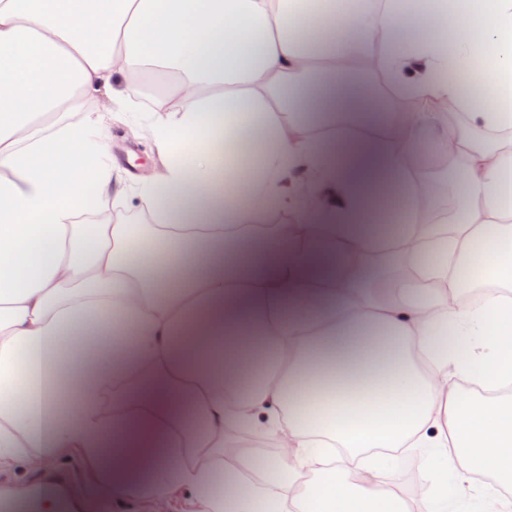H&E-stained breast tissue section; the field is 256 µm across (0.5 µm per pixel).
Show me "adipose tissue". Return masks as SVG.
Returning <instances> with one entry per match:
<instances>
[{
  "instance_id": "adipose-tissue-1",
  "label": "adipose tissue",
  "mask_w": 512,
  "mask_h": 512,
  "mask_svg": "<svg viewBox=\"0 0 512 512\" xmlns=\"http://www.w3.org/2000/svg\"><path fill=\"white\" fill-rule=\"evenodd\" d=\"M446 31L408 0H0V469L76 452L97 497L158 512L179 490L193 512H448L475 475L511 483L512 397L459 383L512 384V298L457 297L512 285V0L470 7L451 52ZM377 43L390 83L453 100L464 123L366 99L351 77ZM484 47L493 67L469 81L494 103L478 109L448 65ZM146 69L177 79L148 130L145 239L83 216L124 192L90 164L106 115L89 105L138 95ZM312 107L327 139L307 133ZM452 141L465 207L446 231L423 190ZM382 198L405 247L369 292L346 245L373 247ZM186 399L205 431L183 423ZM241 424L287 436L290 458L241 445ZM406 449L431 471L417 500L383 480Z\"/></svg>"
}]
</instances>
